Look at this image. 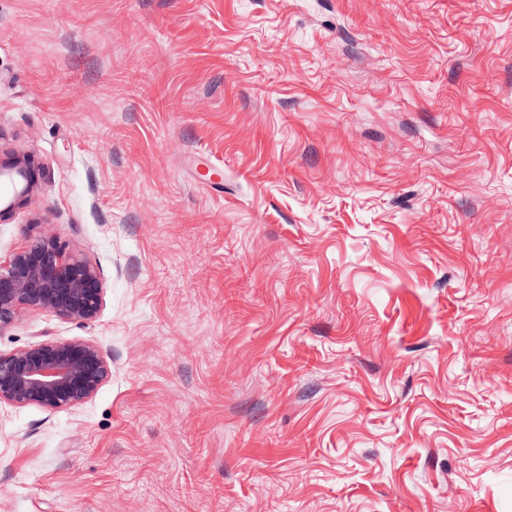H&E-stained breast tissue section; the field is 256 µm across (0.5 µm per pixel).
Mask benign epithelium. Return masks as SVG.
<instances>
[{"label": "benign epithelium", "instance_id": "benign-epithelium-1", "mask_svg": "<svg viewBox=\"0 0 512 512\" xmlns=\"http://www.w3.org/2000/svg\"><path fill=\"white\" fill-rule=\"evenodd\" d=\"M44 176V167L27 154L1 162L0 178L11 183L14 198L0 204V220L26 202ZM104 294V282L93 266L66 255L57 236L39 231L27 246L0 259V333L27 311L47 310L87 324L98 317ZM110 375L108 361L93 342L79 337L42 340L0 352V404L68 410L91 400Z\"/></svg>", "mask_w": 512, "mask_h": 512}]
</instances>
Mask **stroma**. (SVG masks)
I'll return each mask as SVG.
<instances>
[{
  "label": "stroma",
  "mask_w": 512,
  "mask_h": 512,
  "mask_svg": "<svg viewBox=\"0 0 512 512\" xmlns=\"http://www.w3.org/2000/svg\"><path fill=\"white\" fill-rule=\"evenodd\" d=\"M11 152L112 375L0 512H512V0H0Z\"/></svg>",
  "instance_id": "1"
}]
</instances>
